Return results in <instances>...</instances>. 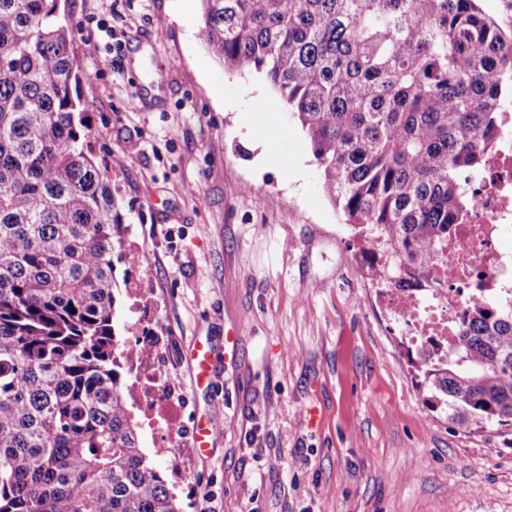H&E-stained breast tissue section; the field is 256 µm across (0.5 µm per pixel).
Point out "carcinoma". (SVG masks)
<instances>
[{
  "label": "carcinoma",
  "mask_w": 512,
  "mask_h": 512,
  "mask_svg": "<svg viewBox=\"0 0 512 512\" xmlns=\"http://www.w3.org/2000/svg\"><path fill=\"white\" fill-rule=\"evenodd\" d=\"M59 2L0 0V512H178L126 407L123 221ZM201 2V42L301 126L370 278L414 290L498 148L512 30L480 0ZM412 366L432 407L512 425V288L482 292Z\"/></svg>",
  "instance_id": "cac0c4a2"
}]
</instances>
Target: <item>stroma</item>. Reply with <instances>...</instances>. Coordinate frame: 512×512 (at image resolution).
Listing matches in <instances>:
<instances>
[{
    "instance_id": "obj_1",
    "label": "stroma",
    "mask_w": 512,
    "mask_h": 512,
    "mask_svg": "<svg viewBox=\"0 0 512 512\" xmlns=\"http://www.w3.org/2000/svg\"><path fill=\"white\" fill-rule=\"evenodd\" d=\"M64 8L96 74L79 86L94 157L126 159L112 190L141 269L116 265L113 327L121 345L143 326L165 338L176 454H154L128 411L178 512H512V429L430 408L303 131L262 76L208 54L200 0ZM198 341L201 384L186 356ZM211 407L223 432L198 451Z\"/></svg>"
}]
</instances>
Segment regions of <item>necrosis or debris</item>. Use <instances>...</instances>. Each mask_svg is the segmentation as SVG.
I'll use <instances>...</instances> for the list:
<instances>
[{"mask_svg": "<svg viewBox=\"0 0 512 512\" xmlns=\"http://www.w3.org/2000/svg\"><path fill=\"white\" fill-rule=\"evenodd\" d=\"M502 145L490 157L482 176L472 186L473 202L467 223L437 247V258L422 287L408 293L398 286L386 291V306L395 323L416 346L447 345L456 334V318L477 295L478 288L502 283L505 261L512 252L502 249L506 231L512 229V114H506ZM141 354L129 359V368L143 382L131 389L132 398L149 414L176 420V403L159 375L153 353L157 337H136Z\"/></svg>", "mask_w": 512, "mask_h": 512, "instance_id": "4bbe7bcc", "label": "necrosis or debris"}]
</instances>
